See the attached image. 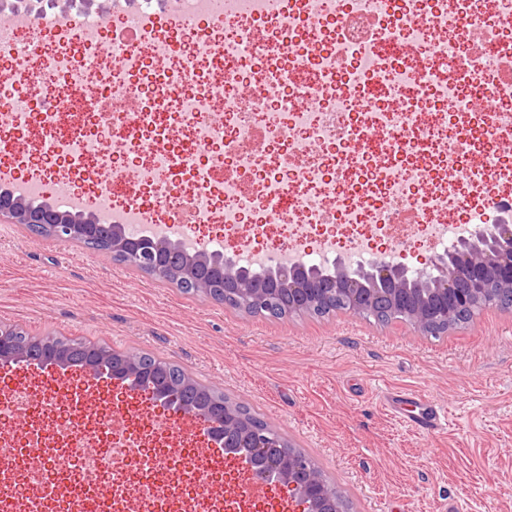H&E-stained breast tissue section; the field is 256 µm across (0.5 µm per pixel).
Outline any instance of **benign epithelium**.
Instances as JSON below:
<instances>
[{"label":"benign epithelium","mask_w":512,"mask_h":512,"mask_svg":"<svg viewBox=\"0 0 512 512\" xmlns=\"http://www.w3.org/2000/svg\"><path fill=\"white\" fill-rule=\"evenodd\" d=\"M20 224L35 233L37 241H61L86 248L122 263L135 265L151 276L170 281L181 275L176 286L195 294L212 297L217 285L204 278H193L191 272L201 266H214L224 271V280L237 284L234 299L243 308L254 303H268L272 296L259 297L248 281L238 276L242 269L237 257L215 254L204 246L187 247L178 239L151 232L130 235L123 224L112 225V243L108 249L94 246L96 229L101 219L89 213L81 220L54 209L41 208L34 202L11 194H0V220ZM274 276L294 299L288 313L311 312L326 298L319 295L320 279L306 274L299 262L280 264ZM331 276L345 282L346 288L333 296L342 312H354L376 318H400L419 336L440 337L465 322L475 307L499 306L503 291L512 292V215L499 214L490 222L477 224L471 233L432 261V272L413 273L405 266L374 260L356 266L336 259ZM24 332L0 322V364L27 361L65 370L68 362L57 359L59 346L50 336L37 338L46 348L40 359L20 355L19 337ZM94 353L84 370L109 384L139 392L136 386L143 352H125L120 367H107L112 349L90 346ZM214 402L224 413H209L190 408L178 394L167 390L147 389L164 410L190 414L202 420L208 445L224 451L225 458L238 463L253 479L268 486L288 490V498L300 503L303 512H349L340 491L328 481L323 471L308 466L291 441L281 440L271 430L259 429L239 412L242 402L231 399L216 387H208Z\"/></svg>","instance_id":"benign-epithelium-1"}]
</instances>
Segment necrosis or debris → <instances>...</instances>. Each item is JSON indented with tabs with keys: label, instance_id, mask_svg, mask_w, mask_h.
Listing matches in <instances>:
<instances>
[{
	"label": "necrosis or debris",
	"instance_id": "1",
	"mask_svg": "<svg viewBox=\"0 0 512 512\" xmlns=\"http://www.w3.org/2000/svg\"><path fill=\"white\" fill-rule=\"evenodd\" d=\"M151 0L117 15L87 14L76 42L43 44L52 76L71 89L14 111L13 85L27 81L25 31L0 41V134L35 132L28 156L42 172L80 182L115 220L173 224L192 202L195 224H220L225 238L252 215L253 233L273 241L263 257L328 263L344 238L353 259L383 236L448 245L449 225L476 197L512 201V83L501 56L512 51V0H223V19L180 36L176 49L149 35L126 37ZM124 96H114L115 87ZM138 101L148 117L128 129ZM111 144L109 153L98 146ZM332 224L334 235L321 234ZM25 393L0 398V485L20 512H46L50 479L20 471L6 424L24 414ZM52 434L71 483L112 490L122 512H248L245 499L217 497L215 469L201 467L178 490L157 483L170 453L154 442L127 461L130 433L106 409H54Z\"/></svg>",
	"mask_w": 512,
	"mask_h": 512
}]
</instances>
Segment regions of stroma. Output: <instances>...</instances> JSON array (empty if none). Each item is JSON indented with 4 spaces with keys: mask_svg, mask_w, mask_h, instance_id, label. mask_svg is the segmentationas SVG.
<instances>
[{
    "mask_svg": "<svg viewBox=\"0 0 512 512\" xmlns=\"http://www.w3.org/2000/svg\"><path fill=\"white\" fill-rule=\"evenodd\" d=\"M431 271L434 249L371 243ZM0 322L177 363L260 413L311 455L352 512H512V311L487 307L447 336L349 313L274 319L0 222ZM426 395L447 426L390 417L386 390Z\"/></svg>",
    "mask_w": 512,
    "mask_h": 512,
    "instance_id": "stroma-1",
    "label": "stroma"
}]
</instances>
